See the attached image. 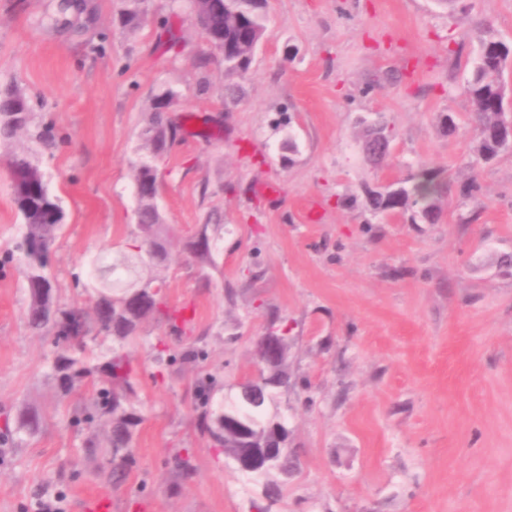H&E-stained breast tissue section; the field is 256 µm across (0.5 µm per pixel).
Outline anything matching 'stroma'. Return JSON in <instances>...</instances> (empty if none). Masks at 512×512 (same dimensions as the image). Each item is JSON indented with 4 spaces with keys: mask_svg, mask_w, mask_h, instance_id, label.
Listing matches in <instances>:
<instances>
[{
    "mask_svg": "<svg viewBox=\"0 0 512 512\" xmlns=\"http://www.w3.org/2000/svg\"><path fill=\"white\" fill-rule=\"evenodd\" d=\"M58 2L0 0V85L30 106L0 140V512L54 497L61 512H512V152L477 162L465 93L481 39L512 42V0H266L243 75L171 0L132 34L120 0H81L63 23ZM165 90L164 294L188 323L150 318L124 344L143 421L117 482L109 427L73 423L113 341L72 348L82 382L53 377L56 338L26 322L10 160L28 156L62 208L59 303L93 310L85 266L136 229L140 133ZM373 120L392 135L379 160ZM421 164L448 184L438 223L366 209ZM206 224L220 230L203 261ZM270 331L288 339L267 406L288 425L286 476L239 471L199 417L200 382L234 398ZM28 410L33 433L17 428Z\"/></svg>",
    "mask_w": 512,
    "mask_h": 512,
    "instance_id": "1",
    "label": "stroma"
}]
</instances>
